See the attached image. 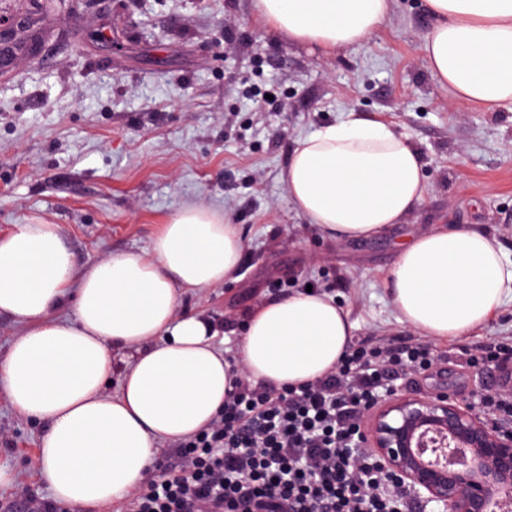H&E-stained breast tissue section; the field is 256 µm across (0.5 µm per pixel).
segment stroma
Segmentation results:
<instances>
[{
    "label": "stroma",
    "instance_id": "35a3bbf8",
    "mask_svg": "<svg viewBox=\"0 0 512 512\" xmlns=\"http://www.w3.org/2000/svg\"><path fill=\"white\" fill-rule=\"evenodd\" d=\"M424 0H395L384 25L330 54L288 40L253 0H58L38 58L0 71V233L38 214L80 263L148 249L184 205L224 209L244 239L239 277L189 293L191 310L235 321L268 295L329 290L354 343L412 337L387 293L400 244L433 224L486 230L512 251V110L452 109L417 44ZM354 109L408 134L429 192L405 223L361 240L326 236L282 181L297 140ZM512 336V303L484 327L423 339L417 392L472 398L512 379V360L474 367L459 347ZM41 428L0 398V512L51 498Z\"/></svg>",
    "mask_w": 512,
    "mask_h": 512
}]
</instances>
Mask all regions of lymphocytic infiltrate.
<instances>
[{
  "label": "lymphocytic infiltrate",
  "mask_w": 512,
  "mask_h": 512,
  "mask_svg": "<svg viewBox=\"0 0 512 512\" xmlns=\"http://www.w3.org/2000/svg\"><path fill=\"white\" fill-rule=\"evenodd\" d=\"M424 359L418 343L380 339L303 386L240 381L223 413L181 441L177 472L146 477L128 512H396L375 478L352 476L345 450L355 414Z\"/></svg>",
  "instance_id": "1"
}]
</instances>
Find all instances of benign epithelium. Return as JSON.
Listing matches in <instances>:
<instances>
[{
	"label": "benign epithelium",
	"instance_id": "obj_1",
	"mask_svg": "<svg viewBox=\"0 0 512 512\" xmlns=\"http://www.w3.org/2000/svg\"><path fill=\"white\" fill-rule=\"evenodd\" d=\"M27 12L0 24V54L33 57ZM352 464L374 462L382 478L440 512H499L512 503V423L483 413L474 403L441 392L390 388L357 421Z\"/></svg>",
	"mask_w": 512,
	"mask_h": 512
}]
</instances>
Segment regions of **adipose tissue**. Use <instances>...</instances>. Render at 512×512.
I'll list each match as a JSON object with an SVG mask.
<instances>
[{"label": "adipose tissue", "instance_id": "adipose-tissue-1", "mask_svg": "<svg viewBox=\"0 0 512 512\" xmlns=\"http://www.w3.org/2000/svg\"><path fill=\"white\" fill-rule=\"evenodd\" d=\"M425 2L434 23L418 50L451 107L512 106V0ZM393 4L254 0L263 22L328 52L364 42ZM282 179L300 214L344 239L404 223L428 191L410 137L354 110L300 138ZM243 250L238 225L197 204L147 251L84 267L41 217L0 236V316L21 328L0 358V391L41 423L39 476L56 500L104 512L139 488L160 444L207 428L239 380L278 389L336 369L355 324L327 293L297 290L243 312L233 360L214 341L221 322L182 309L187 292L235 280ZM386 284L404 326L447 340L512 297V258L486 231L436 224L401 247ZM116 350L128 361L111 395Z\"/></svg>", "mask_w": 512, "mask_h": 512}]
</instances>
